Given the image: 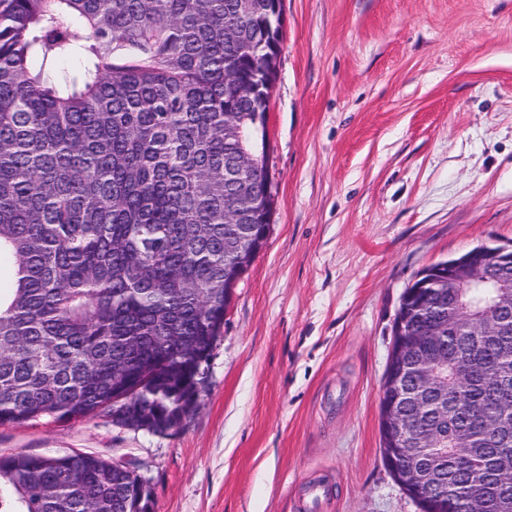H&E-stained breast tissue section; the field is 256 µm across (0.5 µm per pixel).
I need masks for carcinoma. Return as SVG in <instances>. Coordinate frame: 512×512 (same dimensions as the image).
<instances>
[{
  "instance_id": "carcinoma-1",
  "label": "carcinoma",
  "mask_w": 512,
  "mask_h": 512,
  "mask_svg": "<svg viewBox=\"0 0 512 512\" xmlns=\"http://www.w3.org/2000/svg\"><path fill=\"white\" fill-rule=\"evenodd\" d=\"M270 2L0 0V424L106 411L158 433L194 413L224 325L225 242L271 223L253 140ZM489 280L398 304L434 330L445 371L403 383L423 442L396 456L433 466L434 512H512V266ZM118 367L139 386L123 414ZM141 506L136 478L94 453L0 454V512Z\"/></svg>"
}]
</instances>
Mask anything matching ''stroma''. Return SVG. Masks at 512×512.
Returning <instances> with one entry per match:
<instances>
[{
    "mask_svg": "<svg viewBox=\"0 0 512 512\" xmlns=\"http://www.w3.org/2000/svg\"><path fill=\"white\" fill-rule=\"evenodd\" d=\"M275 214L199 410L0 426V454L125 461L153 512H418L380 453L391 326L424 268L512 241V0H284Z\"/></svg>",
    "mask_w": 512,
    "mask_h": 512,
    "instance_id": "1",
    "label": "stroma"
}]
</instances>
